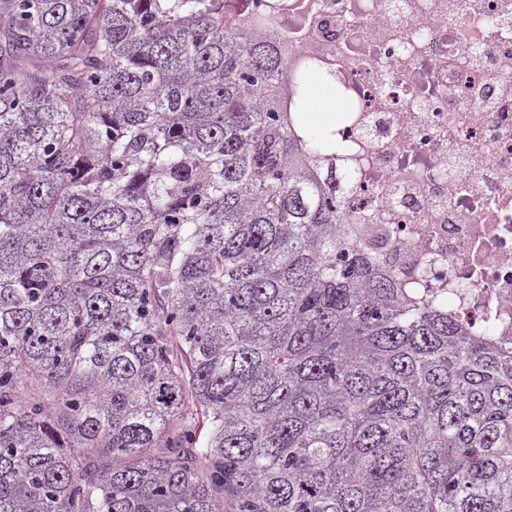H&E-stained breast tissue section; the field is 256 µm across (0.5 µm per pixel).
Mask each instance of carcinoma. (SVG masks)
<instances>
[{
	"label": "carcinoma",
	"instance_id": "1",
	"mask_svg": "<svg viewBox=\"0 0 512 512\" xmlns=\"http://www.w3.org/2000/svg\"><path fill=\"white\" fill-rule=\"evenodd\" d=\"M250 8L0 0V512H512V349L356 243Z\"/></svg>",
	"mask_w": 512,
	"mask_h": 512
}]
</instances>
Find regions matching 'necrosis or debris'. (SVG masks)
<instances>
[{
	"label": "necrosis or debris",
	"instance_id": "1",
	"mask_svg": "<svg viewBox=\"0 0 512 512\" xmlns=\"http://www.w3.org/2000/svg\"><path fill=\"white\" fill-rule=\"evenodd\" d=\"M351 114L361 241L512 345V0H284Z\"/></svg>",
	"mask_w": 512,
	"mask_h": 512
}]
</instances>
